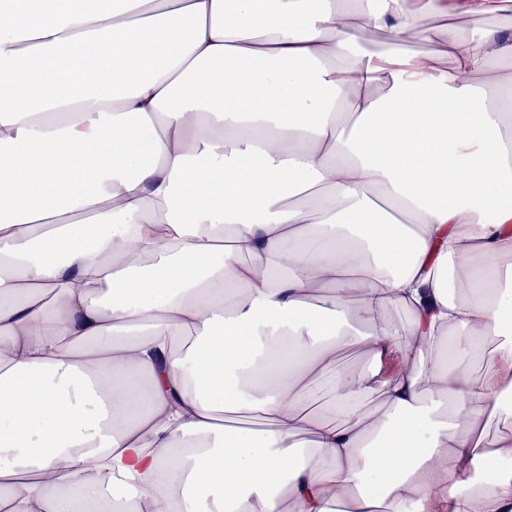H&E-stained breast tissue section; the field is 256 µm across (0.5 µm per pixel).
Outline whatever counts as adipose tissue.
Listing matches in <instances>:
<instances>
[{
  "mask_svg": "<svg viewBox=\"0 0 512 512\" xmlns=\"http://www.w3.org/2000/svg\"><path fill=\"white\" fill-rule=\"evenodd\" d=\"M507 2L0 0V512H512Z\"/></svg>",
  "mask_w": 512,
  "mask_h": 512,
  "instance_id": "ef3b65f1",
  "label": "adipose tissue"
}]
</instances>
